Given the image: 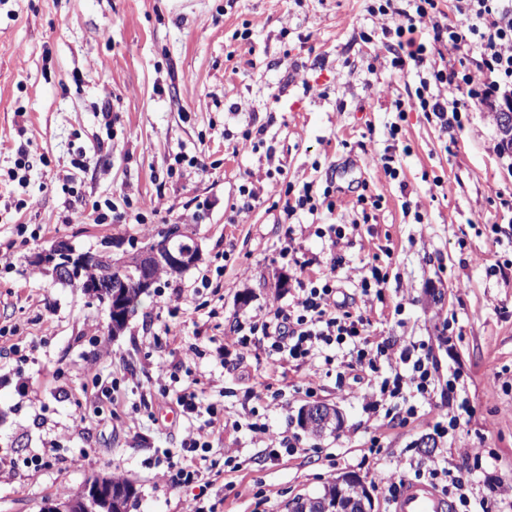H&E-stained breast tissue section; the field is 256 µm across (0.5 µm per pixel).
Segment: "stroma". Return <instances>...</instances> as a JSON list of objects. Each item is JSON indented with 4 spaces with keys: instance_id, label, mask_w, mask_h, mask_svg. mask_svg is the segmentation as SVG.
<instances>
[{
    "instance_id": "35a3bbf8",
    "label": "stroma",
    "mask_w": 512,
    "mask_h": 512,
    "mask_svg": "<svg viewBox=\"0 0 512 512\" xmlns=\"http://www.w3.org/2000/svg\"><path fill=\"white\" fill-rule=\"evenodd\" d=\"M367 0H0V512H41L95 474L120 473L136 488L129 512H187L196 490L157 478L161 450H178L189 422L160 394L166 365L203 403L224 408V430L209 437L222 463L221 512H288L297 496L332 478L360 477L385 512L382 479L406 459L431 464L439 448L482 444L488 477L512 485V278L491 272L512 261L508 225L512 173L496 152L491 113L461 125L399 113L427 69L400 73L380 41L362 42L380 23ZM254 23L250 40L237 30ZM326 89L325 97L305 85ZM399 126L391 135V126ZM262 130L263 144L241 138ZM204 168L168 174L173 154ZM91 156L85 169L80 155ZM392 156L399 179L385 174ZM25 169H16L18 157ZM260 191L237 216L238 189ZM332 187L334 210L286 219V185ZM378 200L361 210L358 195ZM130 202L142 224L101 223L94 203ZM175 224L194 225L201 254L186 272L161 276L119 335L108 311L81 289L60 283L31 259L60 240L80 251L132 253ZM342 225L332 246L316 228ZM295 235L318 276L338 260L349 307L371 322L375 340L427 344L440 382L431 399H391L384 413L364 408L379 374L347 369L348 347L299 368L279 365L266 340L250 354L226 344L238 322L288 305L298 271L281 258ZM386 275L382 296L365 302L360 279ZM181 294L177 313L164 298ZM109 347L111 360L98 359ZM317 369L315 396L304 378ZM458 378L461 425L437 437L448 410V378ZM118 392L98 394V379ZM280 393L279 405L261 398ZM336 405L340 429L313 435L299 410ZM416 416L403 420L406 405ZM288 435L295 455L269 458L248 428L253 419ZM85 428H78V420ZM436 448H420L422 437ZM378 453H370L371 441ZM238 451L225 463L224 451ZM47 453L49 463L27 467Z\"/></svg>"
}]
</instances>
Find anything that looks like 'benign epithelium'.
Returning <instances> with one entry per match:
<instances>
[{
  "label": "benign epithelium",
  "mask_w": 512,
  "mask_h": 512,
  "mask_svg": "<svg viewBox=\"0 0 512 512\" xmlns=\"http://www.w3.org/2000/svg\"><path fill=\"white\" fill-rule=\"evenodd\" d=\"M191 235L193 229L174 226L169 234L131 255L133 272L115 274L123 261H116L106 250L78 251L68 242L61 240L50 249L37 253L33 264L50 267L74 281H80V287L87 294L101 298L107 304L109 324L112 333L118 328L126 314L124 298L132 288L148 292L154 285V273L163 268L172 275H178L195 265L200 257L199 251L177 249L169 245L174 236ZM318 416L325 417L331 423L337 420L339 413L328 406L308 407L303 411V419L309 421ZM119 495L112 486V479L99 476L87 482L76 496L57 499L44 506V512H123L118 507ZM372 498L366 487L352 475H342L336 479V498L321 500L319 512H371Z\"/></svg>",
  "instance_id": "obj_1"
}]
</instances>
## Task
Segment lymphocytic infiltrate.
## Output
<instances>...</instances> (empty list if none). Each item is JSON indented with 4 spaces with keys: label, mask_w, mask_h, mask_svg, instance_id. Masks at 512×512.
<instances>
[{
    "label": "lymphocytic infiltrate",
    "mask_w": 512,
    "mask_h": 512,
    "mask_svg": "<svg viewBox=\"0 0 512 512\" xmlns=\"http://www.w3.org/2000/svg\"><path fill=\"white\" fill-rule=\"evenodd\" d=\"M452 13H445L442 0H371L370 15L383 21L381 33L396 70L423 67L442 48L461 53L462 65L433 68L430 81L422 82L411 101H396L406 107L433 114L440 124L461 120L475 110L497 111L512 102V0H452ZM475 60L478 74H471L467 60ZM465 99H458V92ZM341 279L337 264H330L316 278L300 282L291 304L275 305L262 325V334L281 360L306 364L317 349L350 346V367L377 371L378 360L391 366L379 392L369 395L366 407L378 410L384 397L400 399L408 393L430 397L435 387L436 366L425 344H399L385 339L372 342L370 322L363 312L337 301ZM172 399L186 419L206 415L203 427L187 431L179 452L163 450L162 481L173 486L198 489L191 512H218L212 494L217 473L205 456L209 448L205 433L223 426L224 417L215 405H202L195 391H174ZM485 451L475 445L457 449L443 466L415 467V479L433 483L450 495L457 507L478 501L480 512H512V487L490 483L487 495L478 497L469 483V471L481 468Z\"/></svg>",
    "instance_id": "f902f5d3"
}]
</instances>
